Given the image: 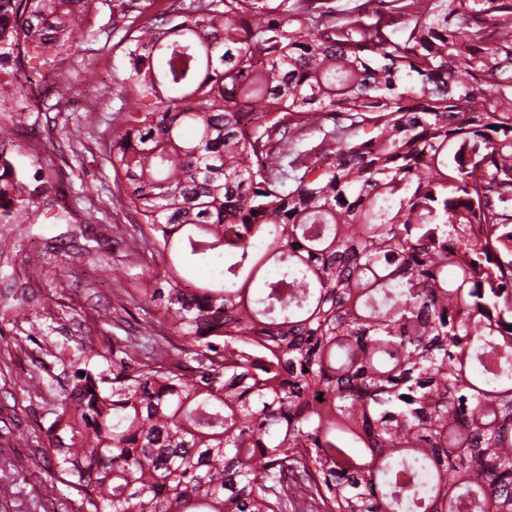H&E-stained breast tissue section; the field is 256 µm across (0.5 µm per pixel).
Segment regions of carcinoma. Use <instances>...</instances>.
Segmentation results:
<instances>
[{
	"instance_id": "carcinoma-1",
	"label": "carcinoma",
	"mask_w": 512,
	"mask_h": 512,
	"mask_svg": "<svg viewBox=\"0 0 512 512\" xmlns=\"http://www.w3.org/2000/svg\"><path fill=\"white\" fill-rule=\"evenodd\" d=\"M123 0L144 336L44 429L77 512H512V0ZM96 0H0L41 112ZM318 142L300 148L307 136ZM0 143V223L53 209ZM210 265L209 282L190 274ZM323 400H318V396Z\"/></svg>"
}]
</instances>
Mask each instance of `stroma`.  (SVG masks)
Returning a JSON list of instances; mask_svg holds the SVG:
<instances>
[{"label": "stroma", "instance_id": "1", "mask_svg": "<svg viewBox=\"0 0 512 512\" xmlns=\"http://www.w3.org/2000/svg\"><path fill=\"white\" fill-rule=\"evenodd\" d=\"M112 108L93 87L80 85L61 111L40 113L41 133L0 118V141L11 145L23 167L55 174L52 194L59 205L69 206L74 221L91 212L105 215V223L94 228L103 245L111 242L113 227L128 230L136 223L105 160ZM66 230L63 224H31L22 217L0 224V237L20 242L0 255V295L10 291L12 270L44 268L33 302L15 319L0 320V455L18 464L0 471V512H76L79 497L66 486H58L56 496L44 495L56 467L40 428L69 387L78 344L91 346L93 364L104 368L112 362L114 337L135 334L141 325L140 317L118 321L112 314L124 289L134 288L141 258L117 251L106 270L92 257L81 266L69 265Z\"/></svg>", "mask_w": 512, "mask_h": 512}]
</instances>
